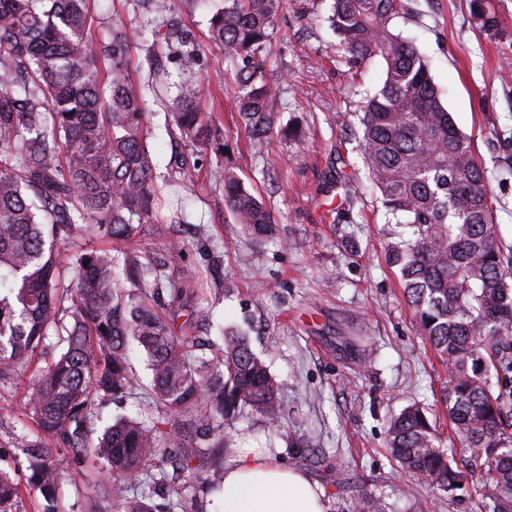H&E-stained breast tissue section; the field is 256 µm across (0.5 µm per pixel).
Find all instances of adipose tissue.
<instances>
[{
	"label": "adipose tissue",
	"instance_id": "adipose-tissue-1",
	"mask_svg": "<svg viewBox=\"0 0 512 512\" xmlns=\"http://www.w3.org/2000/svg\"><path fill=\"white\" fill-rule=\"evenodd\" d=\"M210 512H325L324 493L306 473L266 448H241L224 463Z\"/></svg>",
	"mask_w": 512,
	"mask_h": 512
}]
</instances>
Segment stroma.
Instances as JSON below:
<instances>
[{
    "instance_id": "1",
    "label": "stroma",
    "mask_w": 512,
    "mask_h": 512,
    "mask_svg": "<svg viewBox=\"0 0 512 512\" xmlns=\"http://www.w3.org/2000/svg\"><path fill=\"white\" fill-rule=\"evenodd\" d=\"M199 44L201 75L212 95L200 109L224 130V151L194 146L168 133L169 117L151 105L154 164L165 174L171 156L191 171L182 187L186 214L180 227L184 262L218 261L236 282L224 294L191 286L184 299L208 319L210 342L222 332L245 331L282 386L283 429L272 433L257 415L243 416L231 432L238 448H268L285 465L303 470L325 493L326 512H348L357 492L379 496L385 512H477L475 480L446 496L398 470L386 449L390 415L409 404L423 406L450 457L465 451L454 436L445 398L448 369L422 336L403 294L400 274L384 255L390 226L354 151L364 93L383 80L373 59L349 67L326 17L332 0H283L265 59L267 78L280 80L279 110L298 124L302 142L276 139L256 147L245 135L234 104L237 92L223 49L208 41L211 15L224 0H174ZM474 0H409L400 27L427 57L445 106L470 138L485 169L496 207L497 239L512 251V0H489L495 23L483 26ZM116 25L150 29L154 21L138 0H95L92 34L109 39ZM236 167L257 188L277 221L272 236L256 239L235 223L215 180L217 165ZM354 165L352 208L341 204L329 173ZM373 350L360 370L343 347ZM27 379L0 388V458L24 466L20 396ZM308 435L315 448L300 460L289 446ZM112 475L83 465L71 468L59 492L58 512H113L99 494Z\"/></svg>"
}]
</instances>
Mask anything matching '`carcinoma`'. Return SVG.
Here are the masks:
<instances>
[{"mask_svg": "<svg viewBox=\"0 0 512 512\" xmlns=\"http://www.w3.org/2000/svg\"><path fill=\"white\" fill-rule=\"evenodd\" d=\"M162 46L183 77L150 65L131 69L130 33L107 43L89 31L90 0H0V386L34 356L22 396L27 441L23 477L0 467V512H18L38 490L56 512L65 471L91 461L112 472L101 489L116 512H186L168 468L196 473L246 411L277 429L280 384L245 335L224 332L218 358L197 352L196 322L176 325L187 282L203 275L236 287L212 264L183 265L174 239L160 254L131 245L158 223L163 187L148 144L149 100H165L180 139L224 150V131L201 121L211 89L198 78L200 50L171 0H144ZM282 0H224L210 42L234 62L238 112L260 147L296 141L280 122L279 89L264 61ZM405 0H333L325 18L352 65L379 57L381 86L361 101L357 149L384 208L404 231L388 244L422 332L448 367L446 409L470 453L453 467L419 404L389 420L387 448L406 474L440 493L477 476L480 512H512V258L495 237L484 171L445 108L429 64L399 29ZM224 204L256 234L275 224L266 201L235 168L217 171ZM90 231L126 248L82 249ZM145 351L151 393L134 415L105 421L99 401L135 395L130 341ZM166 488L156 504L149 489ZM353 512H383L363 494Z\"/></svg>", "mask_w": 512, "mask_h": 512, "instance_id": "cac0c4a2", "label": "carcinoma"}]
</instances>
